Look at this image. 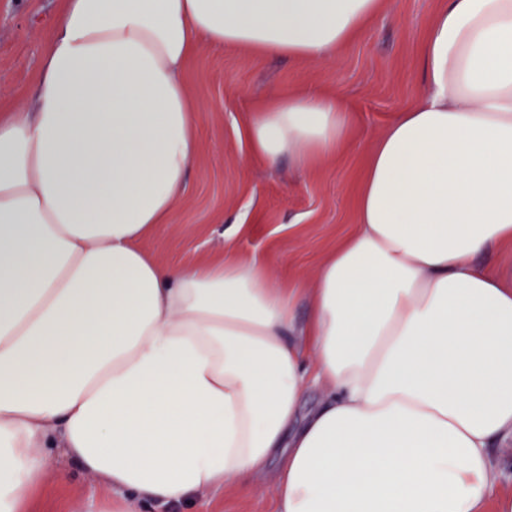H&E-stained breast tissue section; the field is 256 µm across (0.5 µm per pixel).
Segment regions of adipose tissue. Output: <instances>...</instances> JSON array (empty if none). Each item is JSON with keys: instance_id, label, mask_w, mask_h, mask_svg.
<instances>
[{"instance_id": "obj_1", "label": "adipose tissue", "mask_w": 512, "mask_h": 512, "mask_svg": "<svg viewBox=\"0 0 512 512\" xmlns=\"http://www.w3.org/2000/svg\"><path fill=\"white\" fill-rule=\"evenodd\" d=\"M381 0H64L33 99L0 115V512L52 449L178 512L248 492L273 512H487L512 447V0H448L428 86L371 143L357 224L302 292L225 250L162 264L201 106L199 43L316 59ZM340 98L270 95L253 151L303 169L349 138ZM310 383L320 405L303 410ZM252 486L248 497H241L232 490L224 494H206L187 507L189 512H268L272 510V495L265 476L250 478Z\"/></svg>"}]
</instances>
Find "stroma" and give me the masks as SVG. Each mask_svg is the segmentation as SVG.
Segmentation results:
<instances>
[{
    "instance_id": "1",
    "label": "stroma",
    "mask_w": 512,
    "mask_h": 512,
    "mask_svg": "<svg viewBox=\"0 0 512 512\" xmlns=\"http://www.w3.org/2000/svg\"><path fill=\"white\" fill-rule=\"evenodd\" d=\"M64 0H0V113L26 99L37 60ZM444 0H384L381 13L347 45L317 60L261 55L200 44L187 64L197 117L199 154L174 223L143 246L163 264H204L225 247L274 267L284 282H311L324 256L356 222V199L370 143L426 91L421 47ZM340 94L354 125L344 147L306 170L288 160L269 167L253 155L246 132L269 90ZM67 479L47 477L27 512H117L110 492L73 462ZM251 494H207L188 512H271L265 476L251 477Z\"/></svg>"
}]
</instances>
